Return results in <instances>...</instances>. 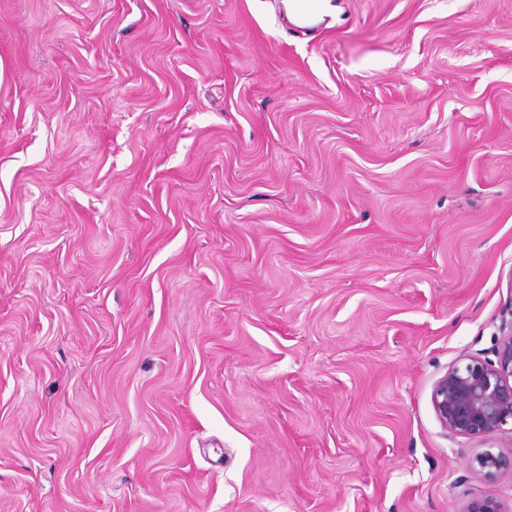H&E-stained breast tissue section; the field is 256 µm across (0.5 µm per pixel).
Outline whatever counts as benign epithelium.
Wrapping results in <instances>:
<instances>
[{
	"label": "benign epithelium",
	"mask_w": 512,
	"mask_h": 512,
	"mask_svg": "<svg viewBox=\"0 0 512 512\" xmlns=\"http://www.w3.org/2000/svg\"><path fill=\"white\" fill-rule=\"evenodd\" d=\"M493 354L492 360L458 362L435 383L431 404L447 432L481 441L512 432V330L499 339ZM468 466L484 480L512 481V448H486Z\"/></svg>",
	"instance_id": "obj_1"
}]
</instances>
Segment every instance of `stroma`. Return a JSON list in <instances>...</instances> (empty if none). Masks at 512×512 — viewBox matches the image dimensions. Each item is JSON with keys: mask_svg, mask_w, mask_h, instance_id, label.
Segmentation results:
<instances>
[{"mask_svg": "<svg viewBox=\"0 0 512 512\" xmlns=\"http://www.w3.org/2000/svg\"><path fill=\"white\" fill-rule=\"evenodd\" d=\"M331 2L0 0V512H512V0ZM493 354L495 360L466 358L435 383L431 404L447 432L481 441L512 433V330ZM468 466L471 472L484 480L512 481V448L508 450L485 448L473 455Z\"/></svg>", "mask_w": 512, "mask_h": 512, "instance_id": "stroma-1", "label": "stroma"}]
</instances>
